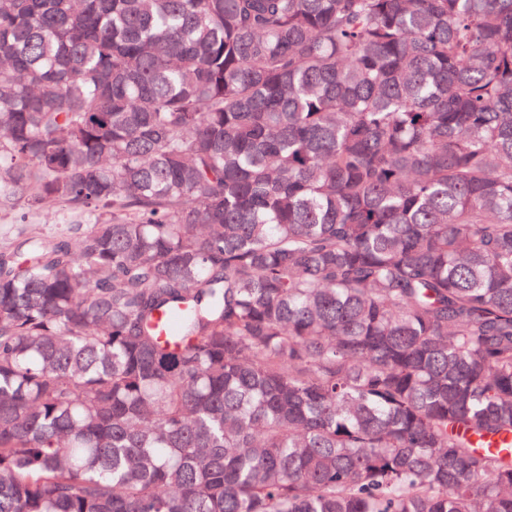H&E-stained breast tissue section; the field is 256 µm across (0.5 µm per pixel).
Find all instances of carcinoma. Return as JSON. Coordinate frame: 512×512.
<instances>
[{"mask_svg": "<svg viewBox=\"0 0 512 512\" xmlns=\"http://www.w3.org/2000/svg\"><path fill=\"white\" fill-rule=\"evenodd\" d=\"M0 512H512V0H0ZM19 210L6 202L0 203V247L4 243H12L18 238L21 224H16L19 219ZM50 212L49 217L41 212L40 214L32 213L28 218L31 224H35L38 230L47 236L74 240L78 235V224L93 221L92 216H80L58 207L52 208Z\"/></svg>", "mask_w": 512, "mask_h": 512, "instance_id": "carcinoma-1", "label": "carcinoma"}]
</instances>
